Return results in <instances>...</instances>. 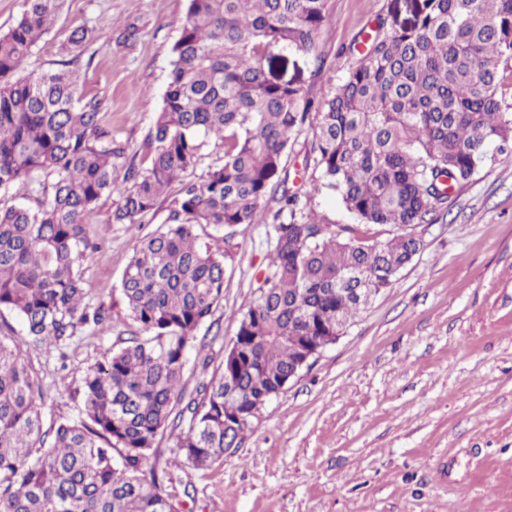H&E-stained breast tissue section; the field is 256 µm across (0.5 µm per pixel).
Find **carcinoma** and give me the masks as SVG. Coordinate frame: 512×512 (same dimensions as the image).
<instances>
[{
  "mask_svg": "<svg viewBox=\"0 0 512 512\" xmlns=\"http://www.w3.org/2000/svg\"><path fill=\"white\" fill-rule=\"evenodd\" d=\"M61 0H25L0 33V190L39 177L46 200L0 207V512H179L145 466L159 443L205 470L239 446L247 420L278 395L302 351L335 343L367 305L340 288L389 287L419 252L411 229L448 191L512 147V0H419L413 23L375 34L322 101L267 76L279 48L323 69L318 31L328 0H187L145 161L112 136L108 104L79 91L66 66L85 50L74 32L62 68L16 73L47 33ZM315 115L305 167L310 190L289 186L288 158ZM214 148L222 162L188 179ZM165 223L143 238L120 293L140 334L107 351L77 389L80 417L44 427L42 381L23 346L56 348L108 308L85 302L87 225L118 194L110 224H139L173 185ZM336 196L359 224H394L378 243L324 223L302 197ZM271 215L273 257L219 373L182 399L194 331L223 298L225 256L197 228L258 224Z\"/></svg>",
  "mask_w": 512,
  "mask_h": 512,
  "instance_id": "cac0c4a2",
  "label": "carcinoma"
}]
</instances>
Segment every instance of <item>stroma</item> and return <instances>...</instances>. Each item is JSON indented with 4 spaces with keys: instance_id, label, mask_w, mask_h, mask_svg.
Masks as SVG:
<instances>
[{
    "instance_id": "obj_1",
    "label": "stroma",
    "mask_w": 512,
    "mask_h": 512,
    "mask_svg": "<svg viewBox=\"0 0 512 512\" xmlns=\"http://www.w3.org/2000/svg\"><path fill=\"white\" fill-rule=\"evenodd\" d=\"M417 0H329L318 44L322 75L304 56L273 50L271 79L321 100L355 58L352 40L378 23L414 20ZM186 0H64L21 75L59 69L72 33L92 43L76 71L81 93L106 98L112 135L139 150L168 82ZM103 196L87 227L98 248L86 260V300L111 316L80 328L61 349L28 347L43 383L46 418H73L82 373L137 327L120 282L138 241L164 224L168 198L139 224H112ZM311 208L358 238L385 241L392 224H354L340 201ZM423 247L332 345L252 419L242 441L206 470L175 462L163 438L157 470L183 512H512V155L483 166L420 224ZM201 242L227 248L224 298L195 334L183 382L193 398L218 369L273 251L271 224L239 227L230 242L214 227Z\"/></svg>"
}]
</instances>
